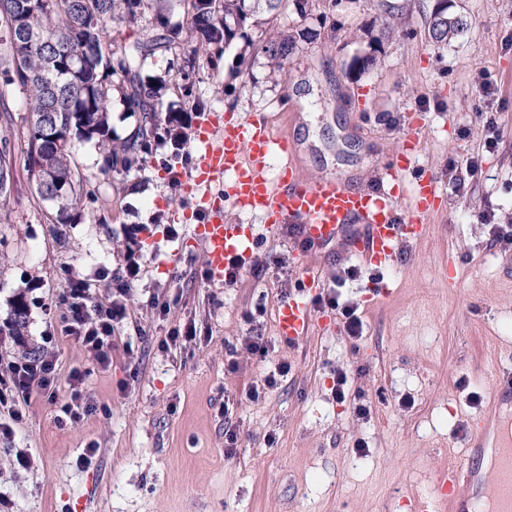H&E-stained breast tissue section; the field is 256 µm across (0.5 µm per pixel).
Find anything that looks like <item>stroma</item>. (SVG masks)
Listing matches in <instances>:
<instances>
[{"mask_svg": "<svg viewBox=\"0 0 512 512\" xmlns=\"http://www.w3.org/2000/svg\"><path fill=\"white\" fill-rule=\"evenodd\" d=\"M432 7L433 0H283L231 46H210L187 89L166 74L174 53L146 67L166 80L164 108L190 112L202 100L211 112L274 115L299 145L303 175H351L373 185L414 129L419 167L443 184L463 178L465 187L425 215L421 239L384 271V296L344 281L350 262L340 251L305 256L284 233H264L251 258L260 273L245 272L231 288L204 280L190 225H180L173 241L141 234L146 271L130 290L111 369L99 370L68 338L56 345L63 368L90 371L96 412L62 427L56 405L32 400L13 442L0 440V512H408L412 493L462 458L497 404L493 352L512 348V260L489 247L479 221L490 210L497 223L512 224V0H454L453 13L469 28L445 47L428 37ZM273 32L293 43L281 71L263 50ZM488 74L500 86L489 99ZM299 75L316 88L308 122L299 106L280 113L284 98L298 93ZM489 105L500 115L490 151L478 118ZM470 156L480 158L481 177H467L461 162ZM75 158L88 196L75 223H52V204L20 164L10 198L0 200V327L11 321L16 297L28 308L24 344L0 346L1 361L40 346L65 269L90 275L101 263L117 267L124 225L172 223L183 200L170 174L193 166L166 148L138 175L106 177L104 155L91 142L76 144ZM177 248L180 258L165 264ZM307 263L357 304L365 324L359 341L346 338L331 310L323 313L327 326L303 341H280L278 307ZM176 288L181 303L157 314L152 297ZM260 301L264 315L246 323ZM190 320L205 341L157 349L155 338ZM254 331L271 341L274 363L291 367L256 403L242 397L265 370L245 348ZM229 343L236 355L226 354ZM339 365L368 417L333 397ZM226 399L234 404L228 421L219 414ZM228 426L238 437L229 457ZM91 443L93 464L76 467ZM18 448L32 457L31 469L17 468Z\"/></svg>", "mask_w": 512, "mask_h": 512, "instance_id": "obj_1", "label": "stroma"}]
</instances>
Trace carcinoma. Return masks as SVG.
Instances as JSON below:
<instances>
[{
  "mask_svg": "<svg viewBox=\"0 0 512 512\" xmlns=\"http://www.w3.org/2000/svg\"><path fill=\"white\" fill-rule=\"evenodd\" d=\"M157 0H0V121L18 128L27 171L40 168L44 188L37 194L56 207L55 223L69 224L87 195L75 178L73 140L96 141L106 154L103 174L125 176L142 171L158 139L173 146L178 134L171 120L161 119L159 89L146 81L149 59L176 49L179 35L192 45V67L207 47L229 42L231 24L243 25L264 5L269 12L282 0H188L191 15L185 28L174 32L156 14L152 33L120 46H107L112 27L136 22L155 9ZM468 28L467 20L433 8L428 36L445 45ZM291 45L277 38L265 52L278 67ZM118 85L128 111L142 115L140 125L124 141L114 143L109 128L112 86ZM19 90L25 99L23 114L14 116L5 88ZM14 155L10 139L0 140V198L13 184Z\"/></svg>",
  "mask_w": 512,
  "mask_h": 512,
  "instance_id": "1",
  "label": "carcinoma"
}]
</instances>
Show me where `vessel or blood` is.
<instances>
[{
    "instance_id": "1",
    "label": "vessel or blood",
    "mask_w": 512,
    "mask_h": 512,
    "mask_svg": "<svg viewBox=\"0 0 512 512\" xmlns=\"http://www.w3.org/2000/svg\"><path fill=\"white\" fill-rule=\"evenodd\" d=\"M192 141L194 165L181 181L187 205L174 219L192 225V241L201 248L215 285L223 284L229 258H249L255 245L251 226L226 223L227 209L257 216L274 231L285 224L295 227L308 253L337 246L343 256L379 270L401 246L419 239L422 218L441 194L432 174L418 175L411 185L413 213L402 215L396 199L402 172L415 166L412 152L383 165L375 186L367 189L336 176H303L293 157L294 144L265 113H203ZM277 155L285 163L274 177L270 161ZM302 276L300 294L282 302L276 324L279 338L291 344L310 334L315 320L312 300L324 286L315 268H303ZM471 452L492 456V479L455 463L438 475L431 493L413 494L414 512H438L443 503L448 512H512V416L503 415L495 441H488L486 429L475 431ZM463 483L472 487V498L456 496Z\"/></svg>"
}]
</instances>
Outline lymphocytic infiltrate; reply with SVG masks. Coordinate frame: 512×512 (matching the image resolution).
<instances>
[{"instance_id":"obj_1","label":"lymphocytic infiltrate","mask_w":512,"mask_h":512,"mask_svg":"<svg viewBox=\"0 0 512 512\" xmlns=\"http://www.w3.org/2000/svg\"><path fill=\"white\" fill-rule=\"evenodd\" d=\"M145 230L142 224L125 225L127 245L122 264L100 272L99 277L112 282L107 295L100 297L94 293L96 279L66 270L60 297L63 312L57 325L43 333L37 353L10 361L0 372L1 439H14L36 393L48 401L59 402L60 418L65 422L75 424L95 412V404L86 395L88 372L74 368L69 373H62L54 343L60 336L73 339L99 369L111 368L115 332L126 317L129 290L141 280L145 271L146 261L139 239ZM62 380L68 385V396L61 402L57 399V386Z\"/></svg>"}]
</instances>
